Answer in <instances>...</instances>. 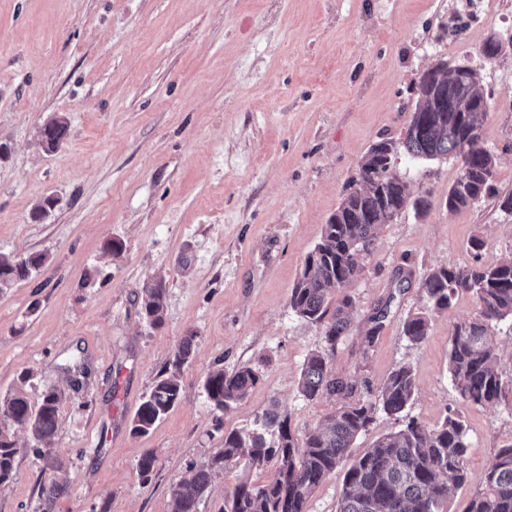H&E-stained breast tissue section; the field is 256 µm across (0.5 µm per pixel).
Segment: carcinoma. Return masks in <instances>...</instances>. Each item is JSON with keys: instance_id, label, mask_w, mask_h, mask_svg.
Instances as JSON below:
<instances>
[{"instance_id": "obj_1", "label": "carcinoma", "mask_w": 512, "mask_h": 512, "mask_svg": "<svg viewBox=\"0 0 512 512\" xmlns=\"http://www.w3.org/2000/svg\"><path fill=\"white\" fill-rule=\"evenodd\" d=\"M431 86L433 95L417 96L402 141H379L363 157L359 167L362 186L346 195L324 225L320 242L305 259L290 291L292 311L320 325L325 342V348L304 360L299 393L308 401L333 396L339 406L322 427L300 437L292 431L288 415L276 409L264 411L259 428L250 433L224 432V448L208 465L172 487L170 512H199L212 475L228 464L261 469L273 462L276 474L263 484L235 485L224 496L222 512H307L311 494L343 465L337 512H444L448 494L469 481L470 448L462 417L451 410L441 424L430 428L408 416L416 390L410 367L396 368L375 389L341 377L330 367L353 309L347 295L336 309H330L332 295L350 286L372 253L378 226L392 221L407 206L406 185L391 169L398 147L415 159L450 156L459 161L458 176L448 189V211L493 199L512 213V194L499 193L495 154L481 136L487 91L480 75L472 73L464 81L433 79ZM68 131L67 118H53L42 131L43 145L56 150ZM469 246L474 264L437 267L423 275L419 289L426 306L403 323L402 331L411 344H421L428 335L430 315L450 309L458 295L471 294L477 315L453 325L448 372L463 401L487 405L504 390L501 356L489 329L495 321L512 319V256L486 267L479 264L483 240L475 236ZM46 259L44 253L0 254V290L34 279ZM166 297L163 280L143 283L141 314L153 327L164 322ZM388 314L385 303L367 318L364 349L375 345ZM195 338L194 333L183 337L171 367L158 375L132 420L133 434H147L180 401L181 373L191 359ZM258 381V372L251 366L242 365L230 373L220 367L208 373L204 390L215 409L226 410L244 399ZM60 403L61 394L53 387L41 393L35 406L22 392L0 402V485L15 470L19 448L10 433L15 426L28 429L40 444L36 453L52 460L49 444L59 429ZM378 410L394 418L400 428L352 455L353 441L367 431ZM481 485L465 512H512V445L497 449Z\"/></svg>"}]
</instances>
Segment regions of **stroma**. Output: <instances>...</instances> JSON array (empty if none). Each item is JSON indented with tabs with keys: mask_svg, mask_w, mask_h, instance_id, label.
I'll use <instances>...</instances> for the list:
<instances>
[{
	"mask_svg": "<svg viewBox=\"0 0 512 512\" xmlns=\"http://www.w3.org/2000/svg\"><path fill=\"white\" fill-rule=\"evenodd\" d=\"M492 36L504 50L490 61L481 47ZM440 59L479 71L491 94L482 137L512 193V0H0V253L48 257L34 281L0 293V399L21 388L35 403L49 386L63 396L56 469L16 431L0 512H169L171 488L209 463L225 432L254 429L273 406L299 433L335 411L334 399L298 391L305 358L325 343L291 310L290 290L364 155L403 137L419 78ZM57 115L69 135L49 152L40 130ZM392 169L431 208L379 227L347 289L351 326L331 367L377 386L409 366L410 416L432 427L458 410L471 479L448 509L465 512L497 448L512 444V364L498 402L465 404L448 349L453 324L476 314L471 295L433 314L420 345L402 326L425 305L429 269L476 259L471 237L484 241L483 264L512 253V213L487 200L448 212L456 159L400 151ZM46 197L53 208L33 220ZM111 239L120 254L105 250ZM151 278L167 287L156 328L138 304ZM384 303L385 327L362 354L366 320ZM191 331L179 403L133 435L143 397ZM75 362L77 381L65 370ZM245 364L258 384L215 409L207 374ZM148 451L145 481L137 462ZM274 474L217 471L199 512H221L227 490ZM52 480L64 491L48 501Z\"/></svg>",
	"mask_w": 512,
	"mask_h": 512,
	"instance_id": "35a3bbf8",
	"label": "stroma"
}]
</instances>
